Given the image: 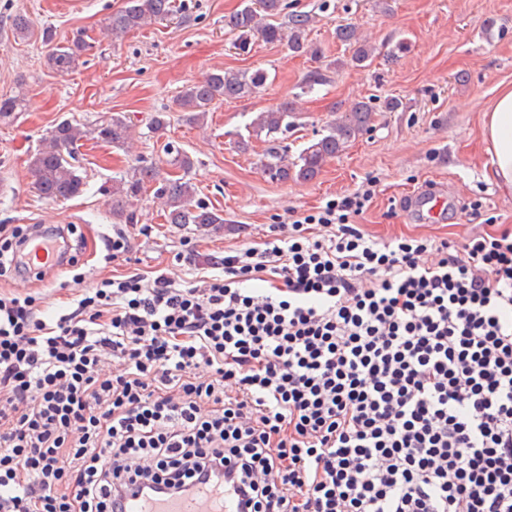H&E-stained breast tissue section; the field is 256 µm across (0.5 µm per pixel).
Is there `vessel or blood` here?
<instances>
[{"label":"vessel or blood","mask_w":512,"mask_h":512,"mask_svg":"<svg viewBox=\"0 0 512 512\" xmlns=\"http://www.w3.org/2000/svg\"><path fill=\"white\" fill-rule=\"evenodd\" d=\"M60 248L48 241L39 228H32L25 244L17 252V263L32 271L47 268ZM125 512H237L238 503L231 495H219L203 489L175 496L146 497L126 492Z\"/></svg>","instance_id":"obj_1"}]
</instances>
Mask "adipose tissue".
Returning <instances> with one entry per match:
<instances>
[{
  "label": "adipose tissue",
  "mask_w": 512,
  "mask_h": 512,
  "mask_svg": "<svg viewBox=\"0 0 512 512\" xmlns=\"http://www.w3.org/2000/svg\"><path fill=\"white\" fill-rule=\"evenodd\" d=\"M483 135L492 156L490 179L500 188L512 190V85L500 86L483 108Z\"/></svg>",
  "instance_id": "ef3b65f1"
}]
</instances>
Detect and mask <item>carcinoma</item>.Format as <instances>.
I'll return each mask as SVG.
<instances>
[{"mask_svg":"<svg viewBox=\"0 0 512 512\" xmlns=\"http://www.w3.org/2000/svg\"><path fill=\"white\" fill-rule=\"evenodd\" d=\"M285 9L287 6L283 0H242L241 8L226 20V25L237 33L239 45L243 47L258 34L268 43L285 41L291 51L305 52L310 15L294 11L280 22L278 17ZM174 13V0H123V5L108 17L107 28L112 35L119 37L166 20ZM336 38L352 49V63L361 65L373 57V48L357 41L352 28H338ZM87 47L84 34L76 33L66 44L50 49L48 64L59 72H68L78 65ZM267 79V74L261 70L252 73L218 70L188 85L180 92L177 104L188 113L189 122L197 123L204 118L212 103L249 97L263 87ZM24 109L25 96L21 92L0 99V121H9ZM375 116L371 103L363 101L357 104L351 111L329 122L320 137L310 140L294 160L288 159L282 146L286 134L297 125L298 112L293 108L282 104L259 112L247 124V130L253 136H265L266 148L258 163L266 175L278 181L308 183L321 173L329 159L369 131ZM89 133L119 148L130 139L132 126L122 115L102 119L90 130L69 120L58 123L31 159L34 188L39 196L58 201L82 194L86 182L74 164L73 149ZM158 179L159 170L152 165H142L133 168L126 178L112 183V187L105 189L112 195V214L126 219L132 217L127 208ZM157 195L164 200L170 224L206 227L224 223L223 215L195 200V185L183 177L164 179Z\"/></svg>","mask_w":512,"mask_h":512,"instance_id":"obj_1","label":"carcinoma"}]
</instances>
